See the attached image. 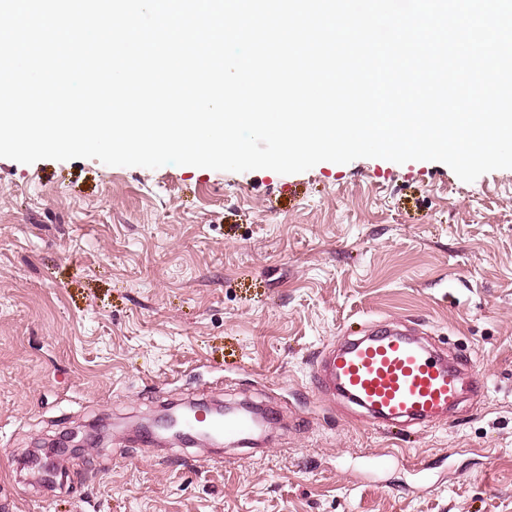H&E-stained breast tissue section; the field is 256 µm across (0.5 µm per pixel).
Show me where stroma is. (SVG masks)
Returning a JSON list of instances; mask_svg holds the SVG:
<instances>
[{
    "label": "stroma",
    "instance_id": "stroma-1",
    "mask_svg": "<svg viewBox=\"0 0 512 512\" xmlns=\"http://www.w3.org/2000/svg\"><path fill=\"white\" fill-rule=\"evenodd\" d=\"M379 323L486 386L426 427L315 391L316 356ZM181 399L280 419L254 449L133 436ZM103 413L108 447L31 482L28 449ZM395 448L405 464L365 467ZM0 512H512V169L0 158Z\"/></svg>",
    "mask_w": 512,
    "mask_h": 512
}]
</instances>
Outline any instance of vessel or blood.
<instances>
[{
  "label": "vessel or blood",
  "instance_id": "obj_1",
  "mask_svg": "<svg viewBox=\"0 0 512 512\" xmlns=\"http://www.w3.org/2000/svg\"><path fill=\"white\" fill-rule=\"evenodd\" d=\"M460 360L439 353L407 331L388 325L365 330L327 354L316 370L322 392L364 410L378 425L401 419L424 424L452 412L460 403L465 383ZM214 430L233 440H249L258 432L248 414L225 415L213 421Z\"/></svg>",
  "mask_w": 512,
  "mask_h": 512
}]
</instances>
